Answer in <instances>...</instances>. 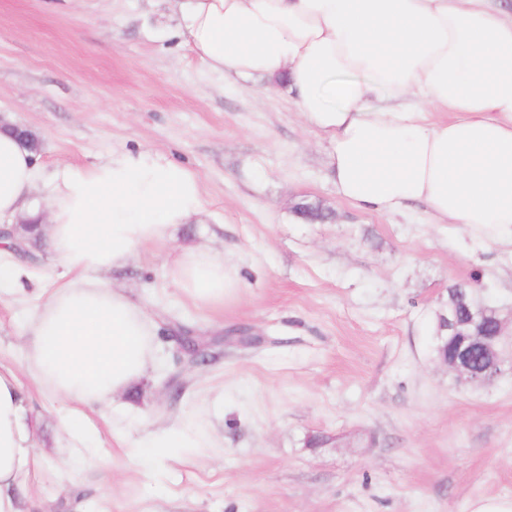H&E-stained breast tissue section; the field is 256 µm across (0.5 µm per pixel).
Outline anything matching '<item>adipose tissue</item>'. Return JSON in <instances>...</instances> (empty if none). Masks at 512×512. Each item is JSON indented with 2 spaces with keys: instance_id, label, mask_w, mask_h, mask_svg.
Wrapping results in <instances>:
<instances>
[{
  "instance_id": "adipose-tissue-1",
  "label": "adipose tissue",
  "mask_w": 512,
  "mask_h": 512,
  "mask_svg": "<svg viewBox=\"0 0 512 512\" xmlns=\"http://www.w3.org/2000/svg\"><path fill=\"white\" fill-rule=\"evenodd\" d=\"M177 35L219 76L284 80L297 112L329 141L337 195L359 210L421 202L434 224L512 241V15L494 0H170ZM390 101L387 109L374 100ZM443 111L432 121L430 110ZM20 140L0 131V220L39 219L70 278L26 321L27 371L57 397L102 406L153 362L147 312L101 278L205 211L197 175L173 160L116 151L58 168L48 202ZM170 277L195 306L220 308L239 286L212 250L186 247ZM15 369L0 367V512H23L34 464ZM174 424L127 451L149 467L171 448H202Z\"/></svg>"
}]
</instances>
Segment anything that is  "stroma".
Wrapping results in <instances>:
<instances>
[{
  "label": "stroma",
  "instance_id": "35a3bbf8",
  "mask_svg": "<svg viewBox=\"0 0 512 512\" xmlns=\"http://www.w3.org/2000/svg\"><path fill=\"white\" fill-rule=\"evenodd\" d=\"M176 25L166 0H0V116L39 137L43 178L147 150L188 166L208 201L173 247L103 275L156 332L148 373L108 407L22 370L25 318L66 270L41 252L25 294L0 297V364L18 369L34 431L26 512H468L512 497V373L464 389L433 352L455 283L512 336V244L428 223L421 205L352 208L287 88L208 73ZM303 199L331 220H299ZM180 245L237 268L223 308L172 283ZM241 329L254 343L233 341ZM171 422L209 447L129 466L127 449Z\"/></svg>",
  "mask_w": 512,
  "mask_h": 512
}]
</instances>
